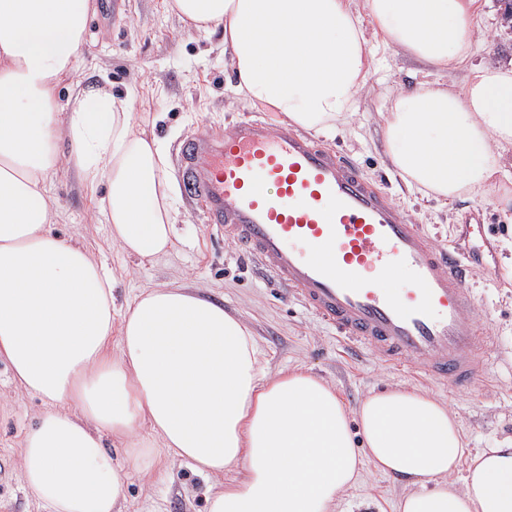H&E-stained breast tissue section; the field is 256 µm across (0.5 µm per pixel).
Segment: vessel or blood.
Masks as SVG:
<instances>
[{
  "label": "vessel or blood",
  "instance_id": "b4317fda",
  "mask_svg": "<svg viewBox=\"0 0 512 512\" xmlns=\"http://www.w3.org/2000/svg\"><path fill=\"white\" fill-rule=\"evenodd\" d=\"M177 167L205 223L352 346L390 365L414 360L458 391L487 375L493 340L473 314L469 258L426 238L349 158L247 118L186 138Z\"/></svg>",
  "mask_w": 512,
  "mask_h": 512
}]
</instances>
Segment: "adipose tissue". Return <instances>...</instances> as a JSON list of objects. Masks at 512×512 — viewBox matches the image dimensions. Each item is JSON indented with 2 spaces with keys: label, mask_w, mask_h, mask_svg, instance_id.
<instances>
[{
  "label": "adipose tissue",
  "mask_w": 512,
  "mask_h": 512,
  "mask_svg": "<svg viewBox=\"0 0 512 512\" xmlns=\"http://www.w3.org/2000/svg\"><path fill=\"white\" fill-rule=\"evenodd\" d=\"M477 2L174 6L199 32L223 30L235 94L316 133L348 123L387 53L416 57L426 72L382 115L390 164L441 206L494 189L506 211L512 64L473 63ZM93 8L0 0V359L47 406L18 452L28 491L48 512H121L125 465L157 474L178 460L210 478L208 512H335L368 464L401 484L396 512H512V439L468 453L456 415L427 392L392 386L349 411L307 369L269 374L248 322L186 286L137 291L113 328L111 273L49 227L50 178L68 164L107 184L100 211L129 256L167 254L177 229L167 153L134 132L130 96L97 85L57 106Z\"/></svg>",
  "instance_id": "ef3b65f1"
}]
</instances>
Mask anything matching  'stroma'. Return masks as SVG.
Wrapping results in <instances>:
<instances>
[{
    "instance_id": "stroma-1",
    "label": "stroma",
    "mask_w": 512,
    "mask_h": 512,
    "mask_svg": "<svg viewBox=\"0 0 512 512\" xmlns=\"http://www.w3.org/2000/svg\"><path fill=\"white\" fill-rule=\"evenodd\" d=\"M468 24L481 42L473 57L512 62V29L501 19L500 0H481ZM172 0H119L109 18L92 12L85 44L76 68L63 76L56 93L58 105L71 94L95 84H111L117 94L132 98L135 129L157 137L168 154L182 138L205 128L230 129L239 119L263 117L282 123V113L265 103L251 102L233 92L235 78L224 65L222 34L204 35L189 27L172 7ZM423 65L406 54H389L384 82L372 83L357 114L335 135H315L322 147L350 156L373 179L386 185L394 203L439 244L465 249L464 229L484 225L490 245L485 261L492 272L475 271V314L486 335L495 338L491 351L494 373L488 382L461 393L420 376L413 362L398 368L375 363L369 355L349 358L333 328L305 307L288 301L257 264L243 256L222 231L205 224L199 204L189 202L175 187L171 204L177 214L178 239L169 255L156 260L125 256L112 241L108 224L96 213L104 188L89 189L75 170L62 169L48 183L52 200V230L82 240L96 259L111 270L117 299L160 283H190L222 301L225 310L250 323L275 374L296 367L310 369L333 384L349 408H357L373 390L402 385L428 392L457 414L470 450L491 448L512 438V273L501 248L512 232V211H501L494 193L463 198L453 212L411 191L385 156L379 113L389 111L397 85L412 81ZM44 406L21 395L5 361H0V512H47L25 490L18 465L23 436ZM206 483L188 466L168 465L164 477L131 471L124 512H206ZM401 487L389 476L365 467L360 482L340 497L336 512H394Z\"/></svg>"
}]
</instances>
